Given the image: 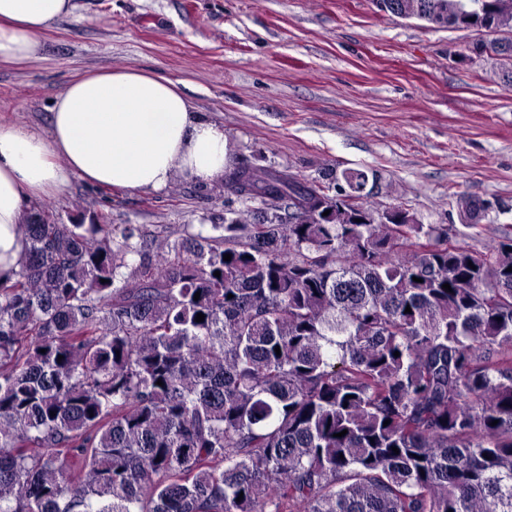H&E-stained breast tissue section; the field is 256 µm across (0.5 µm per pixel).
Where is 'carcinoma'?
Returning a JSON list of instances; mask_svg holds the SVG:
<instances>
[{
    "label": "carcinoma",
    "mask_w": 512,
    "mask_h": 512,
    "mask_svg": "<svg viewBox=\"0 0 512 512\" xmlns=\"http://www.w3.org/2000/svg\"><path fill=\"white\" fill-rule=\"evenodd\" d=\"M388 2L512 33V0ZM331 180L234 163L227 196L271 219L149 245L28 216L0 277V512H512V238L381 210L373 169Z\"/></svg>",
    "instance_id": "cac0c4a2"
}]
</instances>
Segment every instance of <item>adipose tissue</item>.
Masks as SVG:
<instances>
[{
	"instance_id": "ef3b65f1",
	"label": "adipose tissue",
	"mask_w": 512,
	"mask_h": 512,
	"mask_svg": "<svg viewBox=\"0 0 512 512\" xmlns=\"http://www.w3.org/2000/svg\"><path fill=\"white\" fill-rule=\"evenodd\" d=\"M71 0H0V62L34 57L39 36ZM231 164L222 125L196 112L177 83L136 68L98 71L69 82L41 131L0 121V276L25 248L19 224L40 197L71 176L123 191H161L176 175L201 184Z\"/></svg>"
}]
</instances>
